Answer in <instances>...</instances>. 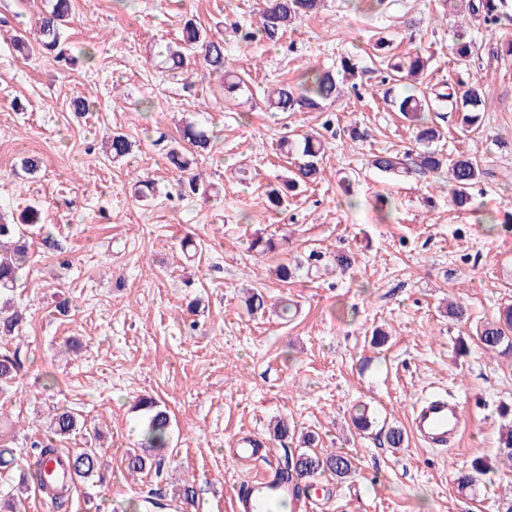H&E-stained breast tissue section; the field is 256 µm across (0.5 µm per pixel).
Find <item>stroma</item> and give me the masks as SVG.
Returning <instances> with one entry per match:
<instances>
[{
	"mask_svg": "<svg viewBox=\"0 0 512 512\" xmlns=\"http://www.w3.org/2000/svg\"><path fill=\"white\" fill-rule=\"evenodd\" d=\"M42 8L0 0V213L36 205L44 217L26 230L15 292L26 322L0 341V354L23 363L0 393V429L24 457L55 410L77 416L81 431L57 445L95 449L106 479L76 482L59 512H125L150 496L175 512L186 481L197 492L189 512H229L233 486L296 454L295 438L270 437L280 417L317 432L321 451L354 460L350 477L312 481L304 497L314 512H496L512 489V471L495 459L512 354L486 352L476 336L512 304V5L494 35L470 19L480 49L467 66L453 54L448 0H321L275 45L240 41L257 25L258 0H74L63 61L11 46L33 33ZM189 17L223 39L245 92L225 96L201 63L178 76L161 67L158 51ZM381 37L387 48L374 50ZM414 52L429 59L423 91L476 78L489 92L477 130H462L455 112L437 117L436 147L481 165L472 193L496 228L454 207L447 173L392 178L371 165L376 153L419 149L414 127L385 101L389 59ZM351 53L358 72L324 111H266L268 89L312 67L339 70ZM83 96L95 106L73 118L70 102ZM189 122L213 138L197 168L211 186L204 196L183 195L166 158ZM354 128L362 138H351ZM114 132L133 143L118 164L102 152ZM307 132L325 143L318 182L265 210L264 192L288 169L278 140ZM26 156L40 158L39 171L22 169ZM139 179L153 182L154 198L136 197ZM284 236L287 251L249 250L255 238ZM340 252L350 269L337 267ZM285 261L298 268L287 285L274 273ZM250 288L294 300L296 316L249 313ZM451 301L465 307L463 320L448 317ZM377 329L390 337L381 352L369 343ZM434 393L460 404L462 435L444 449L412 439L389 447L385 428L407 426L414 404ZM145 396L172 418L176 454L158 477L125 468L141 443L131 407ZM360 404L374 418L364 434L351 422ZM253 433L267 440L268 461L234 462L235 439ZM477 457L489 472L476 491L459 492L457 477Z\"/></svg>",
	"mask_w": 512,
	"mask_h": 512,
	"instance_id": "obj_1",
	"label": "stroma"
}]
</instances>
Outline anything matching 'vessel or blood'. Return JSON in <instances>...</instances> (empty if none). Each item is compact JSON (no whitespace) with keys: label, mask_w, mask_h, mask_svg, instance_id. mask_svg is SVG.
Here are the masks:
<instances>
[{"label":"vessel or blood","mask_w":512,"mask_h":512,"mask_svg":"<svg viewBox=\"0 0 512 512\" xmlns=\"http://www.w3.org/2000/svg\"><path fill=\"white\" fill-rule=\"evenodd\" d=\"M462 430L461 408L447 397L419 401L412 410V435L433 447H447ZM298 485L297 478L275 472L257 483L237 485L231 491L232 512H272L279 502L295 500Z\"/></svg>","instance_id":"1"}]
</instances>
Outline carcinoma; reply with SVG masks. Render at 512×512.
Here are the masks:
<instances>
[{"mask_svg": "<svg viewBox=\"0 0 512 512\" xmlns=\"http://www.w3.org/2000/svg\"><path fill=\"white\" fill-rule=\"evenodd\" d=\"M504 0H467L465 9L472 17L484 23L486 31H491L497 24ZM319 7V0H263L260 13V27L246 34L248 38H259L269 43L279 42L289 25L313 13ZM73 0H48L41 12L36 31V43L42 50L53 54L58 49L63 27L72 15ZM453 51L457 62H469L479 51L478 43L464 26H458L454 33ZM200 61L213 72L224 78V92L234 95L245 86L243 79L232 67L224 55V40L210 37L191 20L184 23L181 38L168 45L163 59L165 68L170 71H183L192 63ZM429 59L415 52L399 58L391 64L390 69L397 73L405 72L417 76L423 72ZM340 93L339 81L330 71L312 68L303 73L301 81L295 85L284 84L272 90L265 98V106L271 112H321L327 102L333 101ZM489 96L483 83L476 79L457 89L448 86V91L438 92L428 98L418 87L409 85L404 90L391 96L390 105L407 120L416 123V139L423 149L416 153L412 162L389 154H378L372 160L374 168L385 174H408L412 170L437 173L448 169V183L452 200L460 208L478 209L473 201L470 189L478 183L484 174L478 162L466 155L449 159L439 150L432 148L433 142L440 139V131L430 125L426 114L442 108H450L461 114V126L467 130L477 128L482 123L487 111ZM183 139L189 147L181 146L167 154V161L180 174V184L188 192L196 194L207 191L199 176L192 173L197 163L196 149H207V133L189 124L183 129ZM132 144L129 139L115 133L105 146V152L112 162H118L130 154ZM277 151L288 157L301 153L304 161L295 165L291 174L282 180V187L266 191L265 196L270 208L281 209L288 202V197L298 194L307 185L314 183L320 176L318 157L324 153V143L316 136L305 135L297 140L285 138L277 145ZM42 210L29 206L21 212L18 221L7 223L0 218V338L11 337L24 321V312L10 305L9 294L14 291L19 273L26 260V244L21 242V227L26 224L41 223ZM481 346L487 352H504L512 350V305L499 311L498 316L483 323L477 333ZM22 369V362L17 354L0 355V391L4 392L13 384ZM135 408L142 411V452L127 456L126 466L130 475L144 472L151 468L155 472L163 470L168 461L170 448V417L167 411L159 408L152 399H141ZM500 414L507 419L502 425L498 440V456L512 466V405H503ZM53 433L59 437L69 436L78 430L76 417L68 411L57 412L53 419ZM301 450L293 456L283 468L286 476L296 475L301 480H313L317 476L330 472L342 479L350 476L353 465L350 458L342 454L320 455L314 451L317 447L315 434L307 432L300 439ZM72 464L75 475L79 478L98 477L104 480L100 458L92 448H85L79 454L70 456L58 448L54 440L35 441L31 444V453L27 455L26 464L20 468V481L17 491L28 489L34 482L42 485L51 465L61 461ZM487 466L480 458L471 461L470 468L462 473L457 484L463 490L474 489L479 478L485 475Z\"/></svg>", "mask_w": 512, "mask_h": 512, "instance_id": "1", "label": "carcinoma"}]
</instances>
